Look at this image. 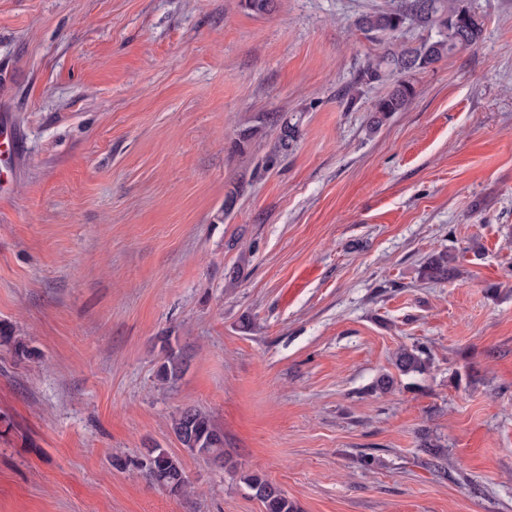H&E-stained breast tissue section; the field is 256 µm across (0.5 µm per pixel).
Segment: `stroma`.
<instances>
[{
  "mask_svg": "<svg viewBox=\"0 0 512 512\" xmlns=\"http://www.w3.org/2000/svg\"><path fill=\"white\" fill-rule=\"evenodd\" d=\"M383 2L0 0L26 139L0 169V512H263L246 472L300 512H512V0H472L478 46L373 130L386 86L342 92ZM269 113L300 121L288 155L238 150ZM444 248L459 276L421 279ZM167 335L194 356L164 388ZM416 344L429 371L398 374ZM186 406L232 466L184 452ZM152 445L190 496L115 466Z\"/></svg>",
  "mask_w": 512,
  "mask_h": 512,
  "instance_id": "stroma-1",
  "label": "stroma"
}]
</instances>
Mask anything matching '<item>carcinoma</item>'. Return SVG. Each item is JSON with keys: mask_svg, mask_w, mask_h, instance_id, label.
I'll return each instance as SVG.
<instances>
[{"mask_svg": "<svg viewBox=\"0 0 512 512\" xmlns=\"http://www.w3.org/2000/svg\"><path fill=\"white\" fill-rule=\"evenodd\" d=\"M361 31L380 36L386 41L383 52L369 58L360 69L354 84L346 89L349 100L356 98L357 86L387 84L389 90L374 104L371 128L378 129L394 112L404 111L416 96L414 84L405 79L409 73L427 69L457 52L479 44L484 32V19L468 0H391V4L361 15L357 21ZM421 30L422 38L415 45L397 42V35L406 27ZM276 134L275 153L286 156L297 141L299 122L279 115L266 117L259 124L239 131L236 146L245 150L257 137ZM456 274L455 257L446 250L429 256L421 276L432 282L447 280ZM190 354L169 336L162 340V358L156 372L161 385H172L189 367ZM431 358L426 347H403L395 354L394 365L403 375L427 371ZM171 429L178 442L191 454L224 457V432L210 414L197 407L180 409L173 417ZM146 481L164 488L175 496L191 493L179 457L163 448H147L131 461ZM243 483L254 492L264 512H297L293 501L275 484L258 474H244Z\"/></svg>", "mask_w": 512, "mask_h": 512, "instance_id": "carcinoma-1", "label": "carcinoma"}]
</instances>
